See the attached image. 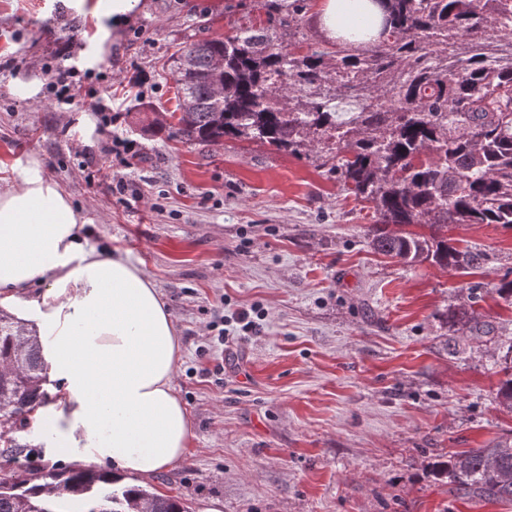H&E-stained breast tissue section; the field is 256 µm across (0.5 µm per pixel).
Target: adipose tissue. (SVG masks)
<instances>
[{
  "label": "adipose tissue",
  "mask_w": 512,
  "mask_h": 512,
  "mask_svg": "<svg viewBox=\"0 0 512 512\" xmlns=\"http://www.w3.org/2000/svg\"><path fill=\"white\" fill-rule=\"evenodd\" d=\"M0 306L34 324L56 398L45 456L112 461L122 480L181 460L192 424L175 393L171 312L126 253L90 246L69 198L38 160L0 187Z\"/></svg>",
  "instance_id": "obj_1"
}]
</instances>
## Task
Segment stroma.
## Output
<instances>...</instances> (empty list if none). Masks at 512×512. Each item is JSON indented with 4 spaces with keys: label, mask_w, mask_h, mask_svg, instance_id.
<instances>
[{
    "label": "stroma",
    "mask_w": 512,
    "mask_h": 512,
    "mask_svg": "<svg viewBox=\"0 0 512 512\" xmlns=\"http://www.w3.org/2000/svg\"><path fill=\"white\" fill-rule=\"evenodd\" d=\"M0 0V179L38 159L70 198L97 250L141 265L175 318L174 386L193 425L170 470L143 483L189 512H512L470 498L438 462L512 430L496 399L512 345V228L452 224L468 269L405 265L375 253L369 210L320 157L248 141L223 149L135 114L176 108L167 60L176 43L258 21L250 0ZM70 55L112 67V132L131 166L91 186L85 149L105 141L86 103L46 101L43 69ZM467 308L474 331L445 321ZM255 311L248 336L218 344L223 324ZM31 417L16 464L66 468L35 442Z\"/></svg>",
    "instance_id": "1"
}]
</instances>
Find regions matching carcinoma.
Wrapping results in <instances>:
<instances>
[{"instance_id":"obj_1","label":"carcinoma","mask_w":512,"mask_h":512,"mask_svg":"<svg viewBox=\"0 0 512 512\" xmlns=\"http://www.w3.org/2000/svg\"><path fill=\"white\" fill-rule=\"evenodd\" d=\"M389 33L367 52L300 35L310 0H258L266 22L178 45L176 133L216 150L256 141L331 164L343 189L369 204L374 250L404 264L460 268L450 224L512 227V0H378ZM346 35L371 28L362 0H341ZM423 224L428 236L405 228ZM36 332L0 310V466L46 400ZM498 404L512 413V372ZM441 473L471 496L512 502V430L450 458ZM99 512H187L178 496L118 485L109 468L0 477V512H37L50 499Z\"/></svg>"}]
</instances>
